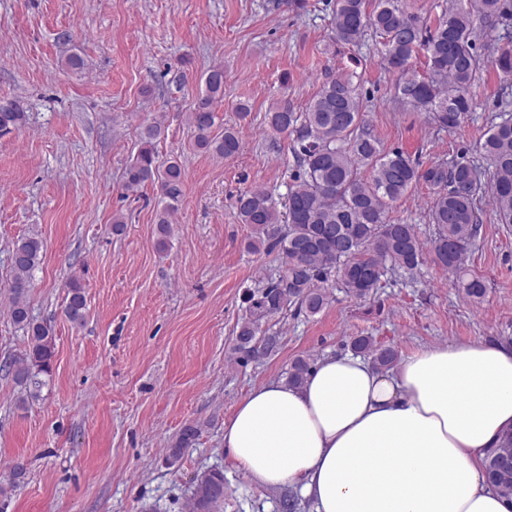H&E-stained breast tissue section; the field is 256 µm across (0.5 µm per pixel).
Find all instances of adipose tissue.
<instances>
[{"label": "adipose tissue", "instance_id": "obj_1", "mask_svg": "<svg viewBox=\"0 0 512 512\" xmlns=\"http://www.w3.org/2000/svg\"><path fill=\"white\" fill-rule=\"evenodd\" d=\"M512 430V345L422 346L381 370L339 353L299 387H253L224 423V457L312 512H512L487 448Z\"/></svg>", "mask_w": 512, "mask_h": 512}]
</instances>
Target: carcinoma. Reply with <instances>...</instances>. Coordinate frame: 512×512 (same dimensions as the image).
<instances>
[{"label": "carcinoma", "mask_w": 512, "mask_h": 512, "mask_svg": "<svg viewBox=\"0 0 512 512\" xmlns=\"http://www.w3.org/2000/svg\"><path fill=\"white\" fill-rule=\"evenodd\" d=\"M475 2L492 29L500 25L506 37L512 36V0ZM369 31L382 39L381 65L399 77L398 99L431 114L440 126L456 128L471 110L467 91L481 66L472 41V12L463 0H453L432 22L410 12L406 0H335L333 42L358 45ZM421 51L426 74L420 77L410 66ZM204 85L190 116L197 145L230 158L240 149L238 133L229 128L213 131L216 103L224 99V68L209 69ZM266 119L273 132L292 138L296 173L283 220L272 193L262 186L240 192L236 200L242 223L258 231L248 249L263 246L283 255L278 275L247 294L246 315L236 331L237 353L255 358L272 352L278 338L261 330L262 321L288 307L307 317L319 314L329 303V283L364 300L381 287L387 274H414L427 251L466 297L484 296L483 280L467 264L480 229L476 201L487 189L498 223L512 224V119L494 125L483 143L493 167L486 187L480 170L470 163L439 161L422 169L400 150L384 151L364 124L351 73L327 75L306 111L296 112L284 101L270 109ZM26 121L20 102H0V136ZM161 134L162 121L157 118L143 128L138 150L124 169L122 187L128 193L148 184L159 187L164 207L157 216L156 244L164 250L173 232L169 216L184 196L185 172L177 161L159 159L155 141ZM363 166L371 169L367 179L361 175ZM421 181L434 190L430 221L437 232L428 246L413 225L387 220L389 204ZM42 254L43 242L34 235L17 239L12 247L10 316L26 332L28 351L19 360H5L3 368L24 389L23 405L40 398L55 350L52 326L35 321L28 304ZM67 288L65 315L81 323L87 312L83 288L75 280ZM352 348L370 355L380 369L391 368L398 358L394 348L378 346L370 336L354 338ZM311 368L310 359H296L287 382L302 385ZM200 434V424L184 426L169 446L167 460L179 461ZM506 458L512 460V434L487 450L485 462L491 487L512 501V470L497 472L498 462ZM223 503V470L211 468L194 477L190 512H220Z\"/></svg>", "instance_id": "carcinoma-1"}]
</instances>
